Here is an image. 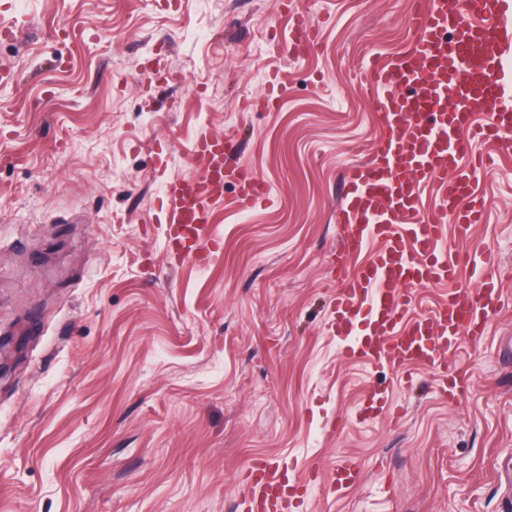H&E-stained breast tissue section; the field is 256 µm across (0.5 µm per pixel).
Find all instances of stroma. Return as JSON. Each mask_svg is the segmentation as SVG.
Here are the masks:
<instances>
[{
	"label": "stroma",
	"mask_w": 512,
	"mask_h": 512,
	"mask_svg": "<svg viewBox=\"0 0 512 512\" xmlns=\"http://www.w3.org/2000/svg\"><path fill=\"white\" fill-rule=\"evenodd\" d=\"M414 0H0V512H248V467L311 474L296 512H512V306L462 341L467 390L345 359L327 332L348 169L382 129L361 71L407 48ZM303 10L311 54L286 48ZM275 112H245L270 80ZM203 133L269 184L224 187L207 263L174 254L164 185ZM512 299V158L482 178ZM394 386L399 422L359 421ZM345 425L329 433V419ZM346 456L362 482L329 492Z\"/></svg>",
	"instance_id": "obj_1"
}]
</instances>
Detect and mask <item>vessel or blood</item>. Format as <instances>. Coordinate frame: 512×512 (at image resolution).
<instances>
[{
  "mask_svg": "<svg viewBox=\"0 0 512 512\" xmlns=\"http://www.w3.org/2000/svg\"><path fill=\"white\" fill-rule=\"evenodd\" d=\"M411 25L416 41L391 60L371 61V100L383 136L369 161L354 164L343 189L337 221L343 224L338 282L328 331L345 341L348 359L387 367L395 375L414 368L432 371L448 399L468 383L455 359L461 340L479 342L505 305L483 255L449 247L448 230L467 232L481 223L485 194L478 179L488 159L474 139L496 155L512 156V82L504 65L512 57V0H424ZM314 47L305 16L293 17L288 48ZM488 116L485 124L477 116ZM200 175L168 181L166 222L173 250L205 261L202 248L212 205L224 200L225 183L249 209L264 202L269 188L242 162L234 137L200 135L193 148ZM436 190V205L420 215V191ZM476 275L480 288H452L434 308L415 312L413 288L452 283L461 272ZM364 416L399 419L391 386L363 395ZM357 458L345 459L327 479L333 490L359 483ZM256 490L255 512H283L302 485L294 467L260 461L248 470Z\"/></svg>",
  "mask_w": 512,
  "mask_h": 512,
  "instance_id": "b4317fda",
  "label": "vessel or blood"
}]
</instances>
